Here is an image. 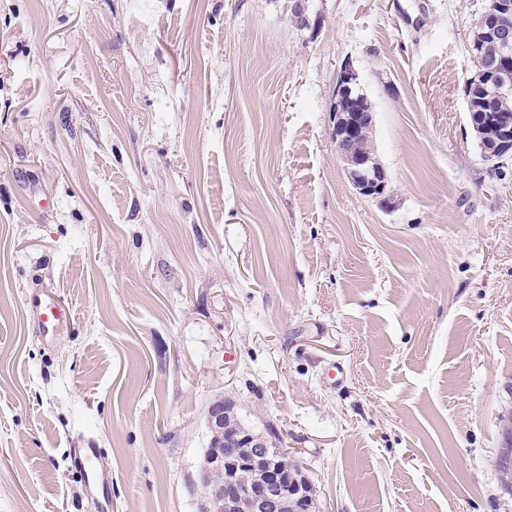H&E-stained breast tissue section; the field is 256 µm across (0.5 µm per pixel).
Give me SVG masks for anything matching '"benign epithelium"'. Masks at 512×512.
I'll use <instances>...</instances> for the list:
<instances>
[{
  "instance_id": "7a95c632",
  "label": "benign epithelium",
  "mask_w": 512,
  "mask_h": 512,
  "mask_svg": "<svg viewBox=\"0 0 512 512\" xmlns=\"http://www.w3.org/2000/svg\"><path fill=\"white\" fill-rule=\"evenodd\" d=\"M488 14L497 18L496 28L502 49L512 52V0H497L495 9ZM360 84V75L348 62L341 66L336 76V92H351ZM334 138L337 149L346 164L348 177L357 191L375 199L380 206L389 204L387 179L384 170L373 168L369 161L355 150V140L364 125L372 123V113L354 112L347 115L332 111ZM236 414L228 401L215 400L208 406L206 418L209 431L217 443L207 451L202 465L200 480L213 474L220 476L213 493L224 498L226 512L247 506L250 512H280L288 507L291 499L305 496L297 477H288L265 448L264 432L241 428L233 434H225L224 417ZM248 468L266 470L267 479L258 487L246 485L240 473Z\"/></svg>"
}]
</instances>
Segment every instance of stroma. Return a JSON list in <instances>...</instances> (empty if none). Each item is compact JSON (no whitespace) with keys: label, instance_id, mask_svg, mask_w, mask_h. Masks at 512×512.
<instances>
[{"label":"stroma","instance_id":"1","mask_svg":"<svg viewBox=\"0 0 512 512\" xmlns=\"http://www.w3.org/2000/svg\"><path fill=\"white\" fill-rule=\"evenodd\" d=\"M294 2L0 0V512H201L224 397L313 512H512V160L464 96L485 0H305L304 28ZM346 62L386 207L336 150ZM29 308L46 336H57L70 321L69 307L61 304L47 290L43 291L42 297H31ZM76 463L86 475L88 484L94 485L104 478L100 468V448H78L76 452Z\"/></svg>","mask_w":512,"mask_h":512}]
</instances>
